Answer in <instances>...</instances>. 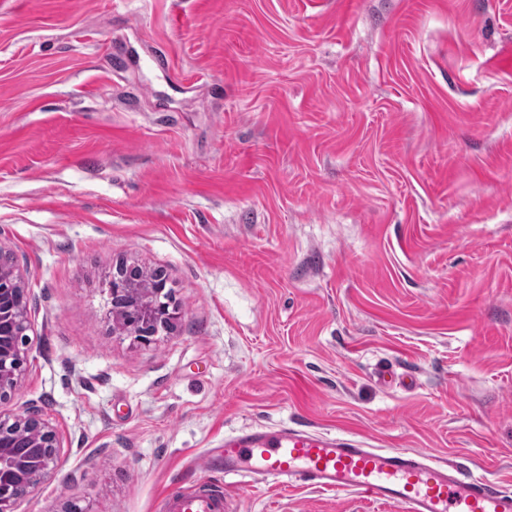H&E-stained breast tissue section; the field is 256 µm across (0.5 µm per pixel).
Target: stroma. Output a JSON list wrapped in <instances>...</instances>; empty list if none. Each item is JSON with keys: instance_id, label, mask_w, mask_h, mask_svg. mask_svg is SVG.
Here are the masks:
<instances>
[{"instance_id": "obj_1", "label": "stroma", "mask_w": 512, "mask_h": 512, "mask_svg": "<svg viewBox=\"0 0 512 512\" xmlns=\"http://www.w3.org/2000/svg\"><path fill=\"white\" fill-rule=\"evenodd\" d=\"M0 244L32 323L0 412L61 441L21 512L223 489L257 425L512 490V0H0ZM121 258L180 308L152 346L112 332Z\"/></svg>"}]
</instances>
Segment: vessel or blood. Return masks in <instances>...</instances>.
<instances>
[{
	"instance_id": "obj_1",
	"label": "vessel or blood",
	"mask_w": 512,
	"mask_h": 512,
	"mask_svg": "<svg viewBox=\"0 0 512 512\" xmlns=\"http://www.w3.org/2000/svg\"><path fill=\"white\" fill-rule=\"evenodd\" d=\"M222 456L225 476L240 488L259 480L285 490L358 492L404 512H512V491L495 482L419 451L374 448L350 435L257 427L225 434ZM159 512H224V497L175 489L161 499Z\"/></svg>"
}]
</instances>
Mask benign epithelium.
Instances as JSON below:
<instances>
[{"label": "benign epithelium", "mask_w": 512, "mask_h": 512, "mask_svg": "<svg viewBox=\"0 0 512 512\" xmlns=\"http://www.w3.org/2000/svg\"><path fill=\"white\" fill-rule=\"evenodd\" d=\"M140 266L117 263L108 283L112 331L150 346L170 332L179 307L167 280L132 276ZM31 322L28 301L13 254L0 245V403L11 399L28 363ZM60 442L55 427L37 405L0 417V512H19L38 487L58 468Z\"/></svg>", "instance_id": "7a95c632"}]
</instances>
